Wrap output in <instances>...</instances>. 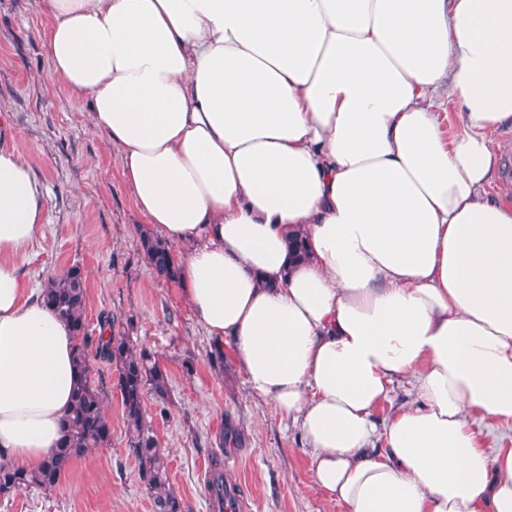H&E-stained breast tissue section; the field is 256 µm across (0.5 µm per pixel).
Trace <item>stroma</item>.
Returning a JSON list of instances; mask_svg holds the SVG:
<instances>
[{
    "label": "stroma",
    "mask_w": 512,
    "mask_h": 512,
    "mask_svg": "<svg viewBox=\"0 0 512 512\" xmlns=\"http://www.w3.org/2000/svg\"><path fill=\"white\" fill-rule=\"evenodd\" d=\"M50 23L41 0H0V148L30 159L49 191L43 235L14 259L20 274L43 287L79 266L89 331L108 327L128 336L167 371L169 399L161 406L146 397V420L183 512H218L205 490L215 457L245 512H344L314 481L298 428L250 391L232 355L212 357L213 342L179 281L149 267L139 247L144 219L117 150L92 131L87 99L47 75L43 34ZM89 362L110 445L69 463L53 493L0 496V512H153L126 443L115 368L96 356Z\"/></svg>",
    "instance_id": "stroma-1"
}]
</instances>
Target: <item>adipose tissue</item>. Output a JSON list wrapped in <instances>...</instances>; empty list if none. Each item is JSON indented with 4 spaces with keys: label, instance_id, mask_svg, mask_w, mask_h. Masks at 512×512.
Returning <instances> with one entry per match:
<instances>
[{
    "label": "adipose tissue",
    "instance_id": "adipose-tissue-1",
    "mask_svg": "<svg viewBox=\"0 0 512 512\" xmlns=\"http://www.w3.org/2000/svg\"><path fill=\"white\" fill-rule=\"evenodd\" d=\"M48 72L88 97L207 336L297 426L345 512H512V0H44ZM457 109L446 139L441 113ZM0 150V460L37 469L79 376L12 262L45 227ZM309 254L293 262L288 240ZM411 399L376 409L399 386ZM497 133L510 134V141L500 142L494 139ZM487 138L490 146L498 153L501 159L502 169L499 179L487 183L483 188V198L490 201L502 200L504 203L512 204V195L510 198L503 196V184L505 181L512 182V125L499 126L488 132Z\"/></svg>",
    "mask_w": 512,
    "mask_h": 512
}]
</instances>
